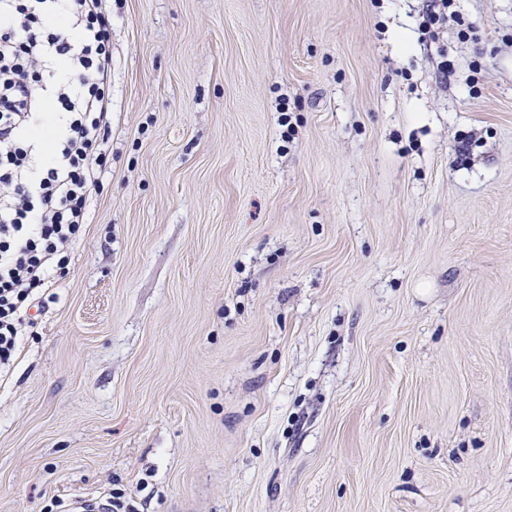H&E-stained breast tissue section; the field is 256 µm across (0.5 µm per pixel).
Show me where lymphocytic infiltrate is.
<instances>
[{"label":"lymphocytic infiltrate","mask_w":512,"mask_h":512,"mask_svg":"<svg viewBox=\"0 0 512 512\" xmlns=\"http://www.w3.org/2000/svg\"><path fill=\"white\" fill-rule=\"evenodd\" d=\"M112 0H0V372L88 222L112 128ZM63 121L52 151L41 115Z\"/></svg>","instance_id":"1"}]
</instances>
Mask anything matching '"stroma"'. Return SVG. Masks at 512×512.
<instances>
[{
    "mask_svg": "<svg viewBox=\"0 0 512 512\" xmlns=\"http://www.w3.org/2000/svg\"><path fill=\"white\" fill-rule=\"evenodd\" d=\"M428 3L112 0L0 512H512V0Z\"/></svg>",
    "mask_w": 512,
    "mask_h": 512,
    "instance_id": "1",
    "label": "stroma"
}]
</instances>
